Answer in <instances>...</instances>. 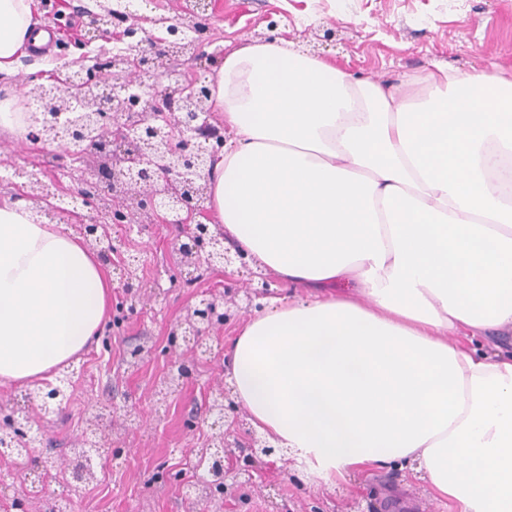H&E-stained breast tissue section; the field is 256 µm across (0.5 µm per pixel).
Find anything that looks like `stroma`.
<instances>
[{"label":"stroma","instance_id":"35a3bbf8","mask_svg":"<svg viewBox=\"0 0 512 512\" xmlns=\"http://www.w3.org/2000/svg\"><path fill=\"white\" fill-rule=\"evenodd\" d=\"M38 23L56 27L60 18L75 23L71 36L51 51L23 59L13 82L31 70L43 77L70 75L117 48L114 39L85 38V10L98 0H34ZM191 0H129L142 26L160 33V18L183 19ZM211 46L203 58L174 61L172 79L212 76L228 53L265 37L285 38L307 55L372 78L403 72L424 74L440 65L466 71L495 62L512 70V0H217L209 19ZM42 170L59 192L77 191L79 171L60 149L0 128V197L23 196L13 170ZM190 225L150 224L142 232L114 224L107 232L125 254L136 256L139 286L116 288L100 336L74 363L70 403L60 413L45 412L15 386L0 387V421L22 409L30 416L35 460L0 461V512H50L68 486L59 473L38 468L49 455L58 465L73 458L84 437L97 434L105 451L103 469L86 487L75 512H197L184 485L197 480V452L219 434L211 394L228 381L227 346L245 319L263 307L253 298L240 316L215 325L205 339L210 355L193 361L192 372L173 386L166 403L154 393L170 378L174 336L189 307L204 295L237 298L250 283L254 264L216 269L190 284L180 278L181 257L174 248ZM141 420H126L125 409ZM277 464H259L256 482L230 499L215 497L207 512H347L358 500L361 512H451L435 500L423 473L398 465L354 472L328 482L310 471L290 450Z\"/></svg>","mask_w":512,"mask_h":512}]
</instances>
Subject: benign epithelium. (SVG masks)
Masks as SVG:
<instances>
[{
    "label": "benign epithelium",
    "mask_w": 512,
    "mask_h": 512,
    "mask_svg": "<svg viewBox=\"0 0 512 512\" xmlns=\"http://www.w3.org/2000/svg\"><path fill=\"white\" fill-rule=\"evenodd\" d=\"M89 17L86 35L107 38L112 34L108 19L119 17L125 23L121 41L125 44L124 57L112 63V75L98 68L85 70L89 81L85 86L95 90L82 93L80 86L66 78L61 85L50 89L26 78L20 85L22 92L29 88L42 91L46 109L63 112L67 101L76 103L71 113V127L67 137H51L48 130L36 126L28 139L43 144L61 142L66 157L75 160L92 149L100 158V165L107 176L99 178L94 188L83 184L78 192L83 206L96 212V218L85 225V233L95 238L98 253L106 262L119 246L112 238L99 233L106 224H131L143 228V218L156 222L159 213L167 215V223L183 224L186 215L207 199V183L212 174L217 150L202 147L213 141L224 142L221 131L207 125L210 107L208 97L192 84L179 82L163 85L157 82L166 72L165 60L178 49L193 51L194 56L204 57L210 44L208 29L200 12L192 14L187 23H168L167 37L157 39L132 21L133 15L122 0L101 8L87 11ZM185 262L192 267L186 282L191 283L219 265L234 262L245 264L246 255H230L224 249V238L203 222L195 224L189 241L178 244ZM242 310L237 303L223 305L222 298L213 295L201 301L185 320L183 336L192 337V357L206 354L204 335L213 325L226 321ZM70 377L60 378L43 397L47 411H62L69 403L66 384ZM212 409L224 421V436L244 438L242 453L244 465L231 462L226 439L219 441L217 470L224 474L221 490L228 495L235 488L252 482L251 471L258 456H270L274 448L260 440L251 430L245 417L240 415L230 391L224 390L212 397ZM27 421L10 416L0 423V458L13 457L15 447H24L33 454L31 442L25 437Z\"/></svg>",
    "instance_id": "benign-epithelium-1"
}]
</instances>
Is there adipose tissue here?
Instances as JSON below:
<instances>
[{
	"instance_id": "ef3b65f1",
	"label": "adipose tissue",
	"mask_w": 512,
	"mask_h": 512,
	"mask_svg": "<svg viewBox=\"0 0 512 512\" xmlns=\"http://www.w3.org/2000/svg\"><path fill=\"white\" fill-rule=\"evenodd\" d=\"M0 0V74L34 35ZM229 145L206 207L308 297L276 298L229 350L252 428L326 481L418 465L455 512H512V73L397 81L254 42L211 84ZM94 251L0 199V384L52 380L98 334Z\"/></svg>"
}]
</instances>
